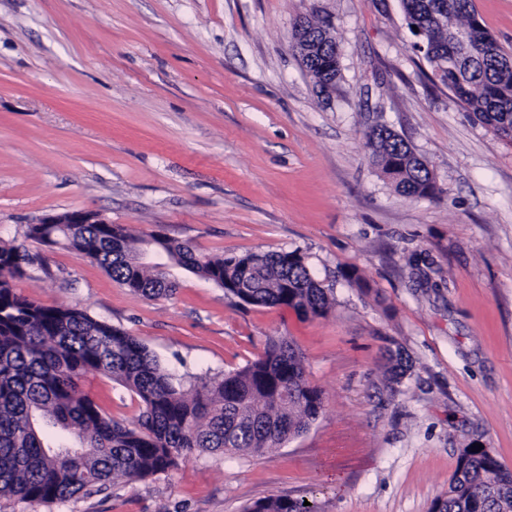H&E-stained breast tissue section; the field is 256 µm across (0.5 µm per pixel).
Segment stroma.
<instances>
[{
	"label": "stroma",
	"instance_id": "35a3bbf8",
	"mask_svg": "<svg viewBox=\"0 0 512 512\" xmlns=\"http://www.w3.org/2000/svg\"><path fill=\"white\" fill-rule=\"evenodd\" d=\"M512 54V0H472ZM329 21L340 76L321 96L290 49ZM399 0H0V242L47 214L93 211L204 254L299 251L335 298L321 318L250 306L172 261L169 297L115 282L74 249L19 293L144 341L176 378L243 367L290 337L323 399L260 457L202 454L66 502L0 512H244L275 496L318 512H430L460 449L512 467V145L429 80ZM382 123L425 157L438 198L400 195L370 163ZM410 368L400 383L385 354ZM108 414L137 399L87 374Z\"/></svg>",
	"mask_w": 512,
	"mask_h": 512
}]
</instances>
